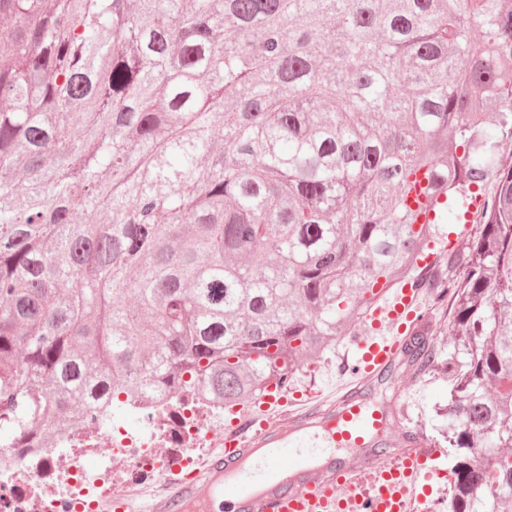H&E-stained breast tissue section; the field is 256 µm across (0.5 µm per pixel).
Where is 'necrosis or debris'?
Instances as JSON below:
<instances>
[{
    "label": "necrosis or debris",
    "instance_id": "4bbe7bcc",
    "mask_svg": "<svg viewBox=\"0 0 512 512\" xmlns=\"http://www.w3.org/2000/svg\"><path fill=\"white\" fill-rule=\"evenodd\" d=\"M111 428L85 420L45 448L0 440V512H97L106 494L140 490L143 477L189 470L223 447L224 431L209 418L224 406L203 393L129 401Z\"/></svg>",
    "mask_w": 512,
    "mask_h": 512
}]
</instances>
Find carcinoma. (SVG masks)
I'll list each match as a JSON object with an SVG mask.
<instances>
[{"mask_svg":"<svg viewBox=\"0 0 512 512\" xmlns=\"http://www.w3.org/2000/svg\"><path fill=\"white\" fill-rule=\"evenodd\" d=\"M2 14L0 432L46 445L121 393L288 389L492 184L427 278L453 346L417 331L395 370L448 387V512H512V0Z\"/></svg>","mask_w":512,"mask_h":512,"instance_id":"carcinoma-1","label":"carcinoma"}]
</instances>
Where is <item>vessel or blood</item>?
Instances as JSON below:
<instances>
[{
  "label": "vessel or blood",
  "mask_w": 512,
  "mask_h": 512,
  "mask_svg": "<svg viewBox=\"0 0 512 512\" xmlns=\"http://www.w3.org/2000/svg\"><path fill=\"white\" fill-rule=\"evenodd\" d=\"M415 300L405 288L386 309L391 335L350 339L351 390L301 410L285 425L256 416L252 435L214 449L192 476H168L163 490L148 497L104 498L98 512H405L410 501L418 512H433V456L401 448L391 462L376 464L373 440L386 417L357 403L353 393L399 356L406 332L419 323ZM319 426L326 439L318 438Z\"/></svg>",
  "instance_id": "1"
}]
</instances>
